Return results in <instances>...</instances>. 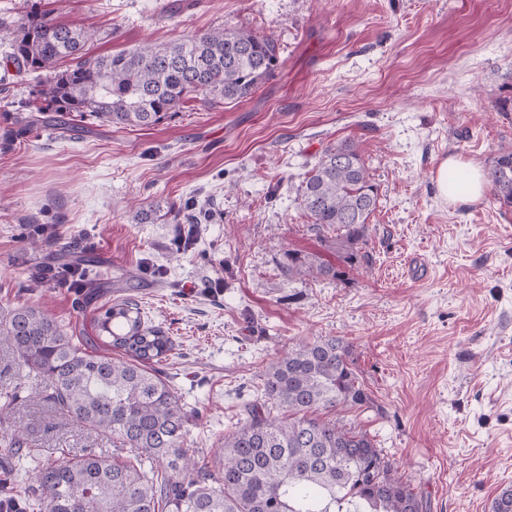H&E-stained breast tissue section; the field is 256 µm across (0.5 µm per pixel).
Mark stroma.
<instances>
[{
    "label": "stroma",
    "mask_w": 512,
    "mask_h": 512,
    "mask_svg": "<svg viewBox=\"0 0 512 512\" xmlns=\"http://www.w3.org/2000/svg\"><path fill=\"white\" fill-rule=\"evenodd\" d=\"M169 2L51 0L59 21L96 29L97 55L231 27L274 38L278 69L247 101L191 102L154 127L89 118L9 140L36 79L0 43V308L47 311L97 353L101 306L132 296L175 340L160 369L194 413L186 448L211 464L270 363L343 339L375 400L338 411L343 424L370 433L427 512H490L512 485V207L488 191L448 202L436 176L512 146V0H195L174 16ZM344 141L378 192L372 260L355 265L300 205L307 172ZM190 201L209 220L177 249L170 210ZM292 253L342 275L288 277ZM88 265L98 295L61 286ZM12 425L40 451L0 447V499L18 512L40 458L113 453L40 406L19 404Z\"/></svg>",
    "instance_id": "obj_1"
}]
</instances>
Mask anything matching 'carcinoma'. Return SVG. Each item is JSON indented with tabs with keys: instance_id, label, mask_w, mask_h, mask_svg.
I'll use <instances>...</instances> for the list:
<instances>
[{
	"instance_id": "obj_1",
	"label": "carcinoma",
	"mask_w": 512,
	"mask_h": 512,
	"mask_svg": "<svg viewBox=\"0 0 512 512\" xmlns=\"http://www.w3.org/2000/svg\"><path fill=\"white\" fill-rule=\"evenodd\" d=\"M25 3L15 20L0 22L7 61L19 73L45 75L24 102V135L87 116L116 128L153 127L191 101L208 108L246 101L279 66L274 39L238 28L93 55L94 31L60 22L35 0ZM486 177L494 198L512 207V148ZM377 199L357 149L342 143L327 147L306 178L301 207L317 232H336V249L352 263L368 243ZM288 274L338 278L342 271L290 253ZM99 327L102 342L124 357L86 352L38 308L0 311V346L25 369L0 394V426L25 399L112 436L115 450L131 454L118 462L90 450L44 464L29 486L38 512H423L373 438L329 417L375 405L348 343L315 339L272 362L260 398L224 438L212 471L183 448L192 415L158 368L174 340L145 324L129 296L105 309ZM32 376L44 382L33 385ZM490 512H512L511 485Z\"/></svg>"
}]
</instances>
